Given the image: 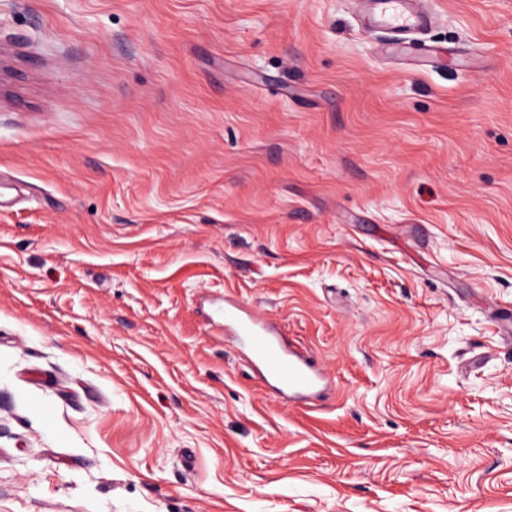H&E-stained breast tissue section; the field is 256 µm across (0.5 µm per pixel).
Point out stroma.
I'll return each mask as SVG.
<instances>
[{"mask_svg":"<svg viewBox=\"0 0 512 512\" xmlns=\"http://www.w3.org/2000/svg\"><path fill=\"white\" fill-rule=\"evenodd\" d=\"M429 6L413 73L348 0H0V512H512V0ZM225 329L237 336L274 397L305 408L319 406L330 381L311 355L287 346L275 326L237 303L224 305Z\"/></svg>","mask_w":512,"mask_h":512,"instance_id":"1","label":"stroma"}]
</instances>
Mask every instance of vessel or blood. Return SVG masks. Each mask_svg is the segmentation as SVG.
<instances>
[{
  "mask_svg": "<svg viewBox=\"0 0 512 512\" xmlns=\"http://www.w3.org/2000/svg\"><path fill=\"white\" fill-rule=\"evenodd\" d=\"M358 4L367 26L382 27L393 34L391 41L377 46L380 56L407 61L417 69L444 59V51L437 47H418L411 41L434 20L421 0H358ZM224 326L247 350L274 397L306 408L317 407L329 379L311 355L287 346L275 326L259 320L243 305L225 304Z\"/></svg>",
  "mask_w": 512,
  "mask_h": 512,
  "instance_id": "1",
  "label": "vessel or blood"
}]
</instances>
